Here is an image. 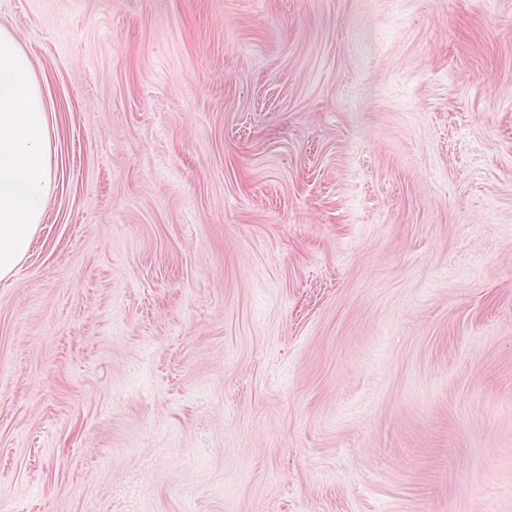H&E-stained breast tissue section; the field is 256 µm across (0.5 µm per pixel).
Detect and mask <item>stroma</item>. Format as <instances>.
Instances as JSON below:
<instances>
[{"label":"stroma","mask_w":512,"mask_h":512,"mask_svg":"<svg viewBox=\"0 0 512 512\" xmlns=\"http://www.w3.org/2000/svg\"><path fill=\"white\" fill-rule=\"evenodd\" d=\"M56 186L0 280V512H512V0H0Z\"/></svg>","instance_id":"35a3bbf8"}]
</instances>
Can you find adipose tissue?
<instances>
[{"instance_id":"ef3b65f1","label":"adipose tissue","mask_w":512,"mask_h":512,"mask_svg":"<svg viewBox=\"0 0 512 512\" xmlns=\"http://www.w3.org/2000/svg\"><path fill=\"white\" fill-rule=\"evenodd\" d=\"M54 134L16 38L0 29V280L28 253L55 189Z\"/></svg>"}]
</instances>
